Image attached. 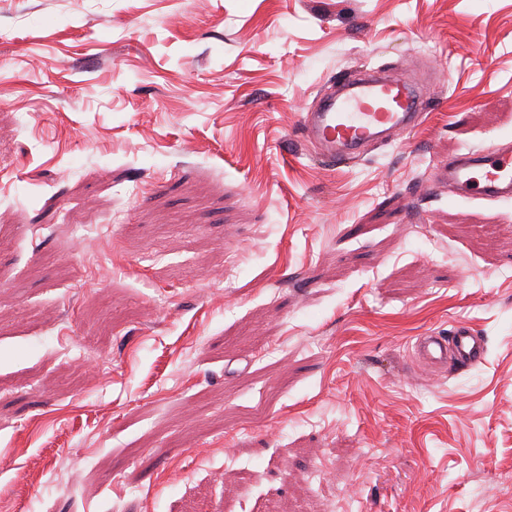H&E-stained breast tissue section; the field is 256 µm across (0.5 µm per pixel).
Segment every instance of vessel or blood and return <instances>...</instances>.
I'll list each match as a JSON object with an SVG mask.
<instances>
[{
  "label": "vessel or blood",
  "mask_w": 512,
  "mask_h": 512,
  "mask_svg": "<svg viewBox=\"0 0 512 512\" xmlns=\"http://www.w3.org/2000/svg\"><path fill=\"white\" fill-rule=\"evenodd\" d=\"M425 108V94L411 77L339 75L320 91L315 111L303 116L301 135L317 157L344 164L369 145L407 134L419 124ZM433 178L456 195L511 199L512 143L466 150L437 166ZM485 354L482 338L463 324L454 326L449 335L425 337L420 345L421 359L432 367L451 361L466 370L481 363Z\"/></svg>",
  "instance_id": "obj_1"
}]
</instances>
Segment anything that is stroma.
<instances>
[{
	"mask_svg": "<svg viewBox=\"0 0 512 512\" xmlns=\"http://www.w3.org/2000/svg\"><path fill=\"white\" fill-rule=\"evenodd\" d=\"M363 69L431 105L322 164ZM510 141L512 0H0V512H512V200L428 181ZM419 351L420 358L429 366L447 364L450 355L456 367L466 370L484 360L486 346L471 328L458 324L448 336H426Z\"/></svg>",
	"mask_w": 512,
	"mask_h": 512,
	"instance_id": "35a3bbf8",
	"label": "stroma"
}]
</instances>
